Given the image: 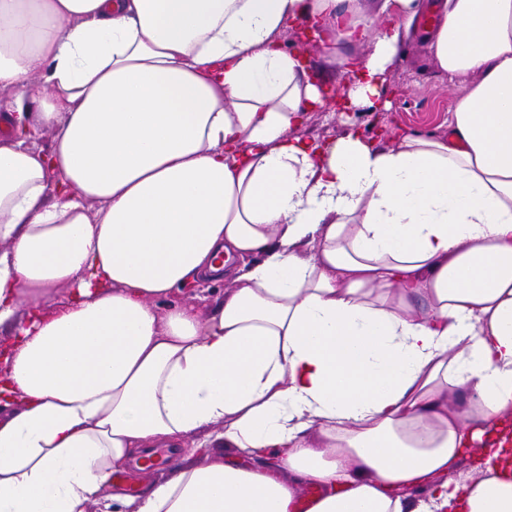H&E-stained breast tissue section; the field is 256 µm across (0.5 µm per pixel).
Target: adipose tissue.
Returning <instances> with one entry per match:
<instances>
[{
    "mask_svg": "<svg viewBox=\"0 0 512 512\" xmlns=\"http://www.w3.org/2000/svg\"><path fill=\"white\" fill-rule=\"evenodd\" d=\"M417 37L447 136H294ZM2 91L0 512H512V0H0ZM195 288H185L183 292L177 295V300L186 303H194L204 306L207 301H203L202 297L214 298L215 296L224 294L226 283L223 280L213 281L204 280L194 283ZM201 440V435L191 434L186 436L181 442L179 448H159L165 449L154 453L153 457L148 460L149 468H160L167 466L172 461V453L177 456V462L174 467L165 471H157L159 478H166L175 472L181 466L182 449L183 448H194ZM158 449V450H159ZM169 450V451H168ZM171 451V452H170Z\"/></svg>",
    "mask_w": 512,
    "mask_h": 512,
    "instance_id": "adipose-tissue-1",
    "label": "adipose tissue"
}]
</instances>
